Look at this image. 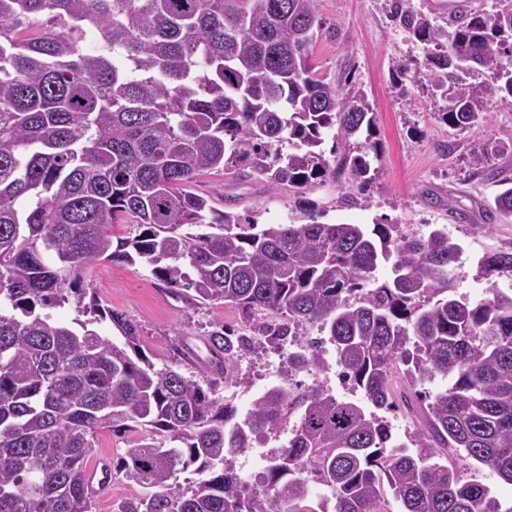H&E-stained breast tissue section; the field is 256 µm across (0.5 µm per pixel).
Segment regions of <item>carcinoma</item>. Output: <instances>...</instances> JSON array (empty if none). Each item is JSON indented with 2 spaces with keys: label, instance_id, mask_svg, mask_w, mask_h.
I'll use <instances>...</instances> for the list:
<instances>
[{
  "label": "carcinoma",
  "instance_id": "1",
  "mask_svg": "<svg viewBox=\"0 0 512 512\" xmlns=\"http://www.w3.org/2000/svg\"><path fill=\"white\" fill-rule=\"evenodd\" d=\"M395 17L426 46L449 127L473 129L493 98L512 108V8L451 33L405 0ZM314 21L313 0H0V512H93L87 459L104 430L146 433L118 472L148 491L117 512H512L455 467L512 484V287H498L512 242L478 260L490 296L472 305L452 294L463 247L445 228L323 223L308 205L259 229L184 190L234 162L273 189L370 183L373 105L316 76ZM477 67L490 83H466ZM498 186L491 208L511 215L512 178ZM138 260L190 305L276 319L251 336L216 326L202 383L180 372L198 366L186 348L158 369L138 325L77 287L100 261ZM70 293L72 325L47 313ZM105 319L119 336L97 332ZM328 346L363 400L296 380L329 367ZM257 348L288 350V372L241 416L218 389L244 384L235 363ZM399 401L420 425L408 444L384 416ZM284 426L245 484L236 457ZM191 467L204 478L172 491ZM312 483L330 493L315 507Z\"/></svg>",
  "mask_w": 512,
  "mask_h": 512
}]
</instances>
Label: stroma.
Returning <instances> with one entry per match:
<instances>
[{"mask_svg": "<svg viewBox=\"0 0 512 512\" xmlns=\"http://www.w3.org/2000/svg\"><path fill=\"white\" fill-rule=\"evenodd\" d=\"M320 29L311 62L327 83L348 77L374 106L380 157L373 161L365 188L348 178L329 179L305 194L288 186L269 190L247 168L230 165L204 173L191 192L207 197L216 211L252 213L260 224H290L298 201L315 202L324 223L372 226L383 220L419 234L447 228L464 253L454 281L458 296L477 303L487 297L486 281L474 265L485 250L512 242V217L490 210L497 186L476 173L474 155L487 153L490 169L512 177V109L489 101L478 128L458 131L437 112L443 101L425 59L426 50L391 19L392 0H314ZM416 61L414 82L396 84L395 69ZM83 285L96 289L103 305L125 314L140 329L142 346L156 367L171 363L174 343L207 358L205 339L221 323L245 333L250 323L231 306H192L168 293L141 264L100 262L88 269ZM288 370L287 352L255 350L240 359L236 372L244 385L221 386L240 413L251 409L263 386L278 383Z\"/></svg>", "mask_w": 512, "mask_h": 512, "instance_id": "stroma-1", "label": "stroma"}]
</instances>
